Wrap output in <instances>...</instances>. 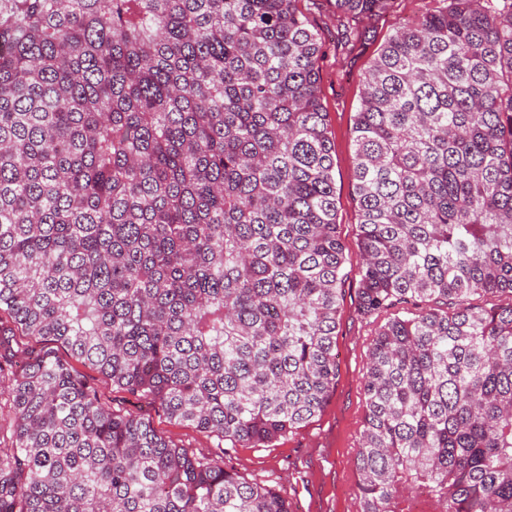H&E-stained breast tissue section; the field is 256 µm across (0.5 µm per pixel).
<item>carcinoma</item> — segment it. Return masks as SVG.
<instances>
[{
  "label": "carcinoma",
  "mask_w": 512,
  "mask_h": 512,
  "mask_svg": "<svg viewBox=\"0 0 512 512\" xmlns=\"http://www.w3.org/2000/svg\"><path fill=\"white\" fill-rule=\"evenodd\" d=\"M298 0H0V512H290L46 350L268 446L336 383L334 144ZM391 0H334L380 15ZM395 31L354 117L360 512H512V0Z\"/></svg>",
  "instance_id": "1"
}]
</instances>
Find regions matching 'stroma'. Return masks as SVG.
<instances>
[{
	"instance_id": "1",
	"label": "stroma",
	"mask_w": 512,
	"mask_h": 512,
	"mask_svg": "<svg viewBox=\"0 0 512 512\" xmlns=\"http://www.w3.org/2000/svg\"><path fill=\"white\" fill-rule=\"evenodd\" d=\"M444 6V0H392L383 15L359 20L358 27L366 38L348 44L341 38L343 28L332 0H299L300 9L323 42L317 64L319 90L334 142L338 232L345 246V276L336 330V383L320 414L271 446L251 447L171 421L158 406L112 386L90 366H76L114 412L140 415L171 444L200 456L223 459L226 468L247 481L280 492L291 512H358L360 508L355 459L363 430V375L376 323L358 310L362 255L353 179L354 115L364 74L379 48L396 28Z\"/></svg>"
}]
</instances>
